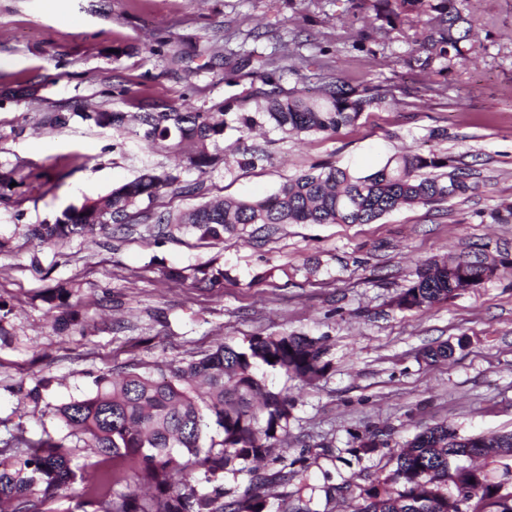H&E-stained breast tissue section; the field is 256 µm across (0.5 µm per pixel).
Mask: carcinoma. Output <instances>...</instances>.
<instances>
[{
  "mask_svg": "<svg viewBox=\"0 0 512 512\" xmlns=\"http://www.w3.org/2000/svg\"><path fill=\"white\" fill-rule=\"evenodd\" d=\"M353 17L373 30H396L406 22L425 32L415 41L412 60L426 69L445 70L468 59L473 23L463 0H351ZM261 82L262 99L254 112H228L144 104L138 115L140 141L148 148L177 152L193 146L190 164L205 173L233 158L237 167L253 169L267 160L265 150L247 144L248 134L268 125L284 134L336 133L362 114L384 103L388 90L352 85L340 78L321 82L320 92L306 96L298 88L283 90L277 72L301 80L298 69L280 66L275 57L241 60ZM75 117L100 128L125 126L123 112L94 110L58 113L52 121L65 126ZM476 189L469 173L449 169L448 157L410 150L389 158L380 168L358 173L347 167L319 165L286 180L259 200L206 202L188 214L150 212L160 196H194L196 183L167 171H147L109 194L69 209L54 222L39 224L33 235L42 244H59L79 234L120 231L141 218L166 236L189 224L199 239L224 240L244 224H373L400 208L428 206L464 196ZM497 265L465 256L428 263L394 300L400 310H424L457 295L461 277L482 282ZM72 292L56 289L66 308L64 323L76 324ZM463 347L443 342L427 349L423 359L446 360ZM317 341L305 336H253L243 346L222 344L160 376L128 370L120 378L102 373L94 394L57 409L71 433L85 438L94 460L85 463L91 478L76 480L73 449L49 434L37 439L13 437L0 448V506L5 512H266L259 495L235 497L224 487L228 467L239 465L255 484H288L303 475L302 459H273L276 470L259 474L249 464L269 456L266 441L286 430L292 407L288 396L269 390L257 376L265 366L313 382L328 363ZM274 361H269V358ZM219 443L202 448L211 429ZM512 452V433L483 438L459 435L446 423L424 428L397 453L392 475L360 488L357 512H512V461L501 465L494 480L466 459L496 458ZM79 487H73L75 482ZM125 484L126 490L116 486Z\"/></svg>",
  "mask_w": 512,
  "mask_h": 512,
  "instance_id": "cac0c4a2",
  "label": "carcinoma"
}]
</instances>
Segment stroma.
Returning <instances> with one entry per match:
<instances>
[{
	"mask_svg": "<svg viewBox=\"0 0 512 512\" xmlns=\"http://www.w3.org/2000/svg\"><path fill=\"white\" fill-rule=\"evenodd\" d=\"M480 45L443 72L411 62L402 28L354 45L350 0H0V439L48 433L89 452L56 415L90 395L103 372L160 369L253 336L317 339L331 367L308 383L265 371L293 402L274 446L301 457L302 482L264 487L272 512H291L299 484L313 512H355L359 489L392 474L393 453L445 422L477 437L512 431V222L490 214L512 203V0H465ZM289 59L319 85L321 65L351 83L389 89L385 103L335 133L256 134L268 159L256 168L201 174L191 147L147 149L132 132L47 115L93 105L136 117L145 102L255 111L244 53ZM448 156L468 169L474 192L402 208L373 224L242 226L223 241L153 224L84 234L59 245L32 239V225L107 195L147 167L201 186L165 194L154 210L186 212L215 199H260L286 179L332 163L361 173L408 151ZM486 254L503 267L476 288L426 310L392 300L423 264ZM222 279L201 283L202 271ZM171 269L182 278L168 277ZM73 287L79 323L59 330L55 286ZM465 337L464 349L426 364L430 346ZM48 379L40 403L19 392ZM386 447L353 456L354 437ZM333 492H325V482ZM350 484L346 495L337 486Z\"/></svg>",
	"mask_w": 512,
	"mask_h": 512,
	"instance_id": "stroma-1",
	"label": "stroma"
}]
</instances>
